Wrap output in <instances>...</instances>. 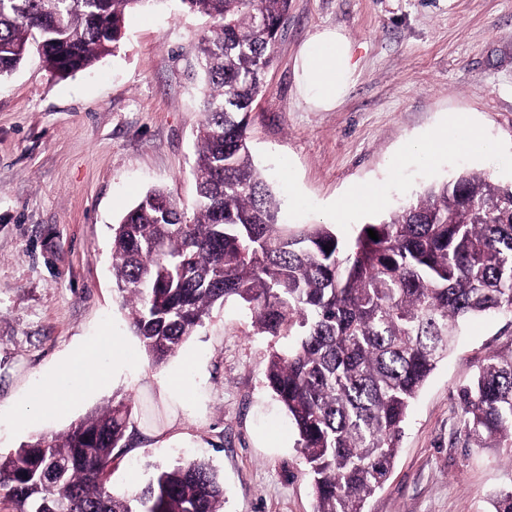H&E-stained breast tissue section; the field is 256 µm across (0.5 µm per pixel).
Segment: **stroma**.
<instances>
[{"label": "stroma", "mask_w": 512, "mask_h": 512, "mask_svg": "<svg viewBox=\"0 0 512 512\" xmlns=\"http://www.w3.org/2000/svg\"><path fill=\"white\" fill-rule=\"evenodd\" d=\"M208 17L177 0L129 14L114 51L92 68L49 72L37 48L0 78V453L57 433L118 396L132 448L112 464L113 489L146 485L155 466L197 459L224 484V512H314L297 433L264 378L271 341L229 302L168 363L132 341L113 288L112 227L148 190L196 200V132L204 120L197 45ZM340 29L356 80L328 111L298 93L294 58L316 31ZM465 112L490 145L431 163L417 137L449 134ZM253 156L291 227L328 224L345 240L428 184L463 171L512 183V0H291L249 117ZM376 184L384 210L337 214L354 186ZM132 342L129 375L86 392L59 377L68 409L22 419L27 399L80 345ZM512 350V321L476 319L411 407L388 480L366 512H490L512 476L492 450L460 435L458 390L487 352ZM178 372L183 404L159 391Z\"/></svg>", "instance_id": "1"}]
</instances>
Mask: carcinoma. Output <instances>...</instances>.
Instances as JSON below:
<instances>
[{
    "instance_id": "1",
    "label": "carcinoma",
    "mask_w": 512,
    "mask_h": 512,
    "mask_svg": "<svg viewBox=\"0 0 512 512\" xmlns=\"http://www.w3.org/2000/svg\"><path fill=\"white\" fill-rule=\"evenodd\" d=\"M159 2L0 0V78L34 37L53 73L85 70L120 41L130 12ZM180 3L213 20L198 46L197 200L187 209L155 189L124 215L112 228L114 289L156 366L215 306H247L258 334L286 341L264 376L297 431L315 512H365L393 468L410 405L463 324L512 321V185L462 173L364 225L348 245L325 224L289 229L247 132L289 0ZM458 397L465 441L512 464V351L487 353ZM128 416L114 399L0 454V488L17 512H223V482L203 461L112 490ZM490 504L512 512V484Z\"/></svg>"
}]
</instances>
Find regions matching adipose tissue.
<instances>
[{
	"instance_id": "adipose-tissue-1",
	"label": "adipose tissue",
	"mask_w": 512,
	"mask_h": 512,
	"mask_svg": "<svg viewBox=\"0 0 512 512\" xmlns=\"http://www.w3.org/2000/svg\"><path fill=\"white\" fill-rule=\"evenodd\" d=\"M353 57V46L342 32L324 30L311 36L296 59L299 89L304 99L321 110L337 107L353 81L356 69ZM449 124L455 129V136L430 137L412 143V152L430 161L441 155L474 151L479 136L468 116L453 114Z\"/></svg>"
}]
</instances>
